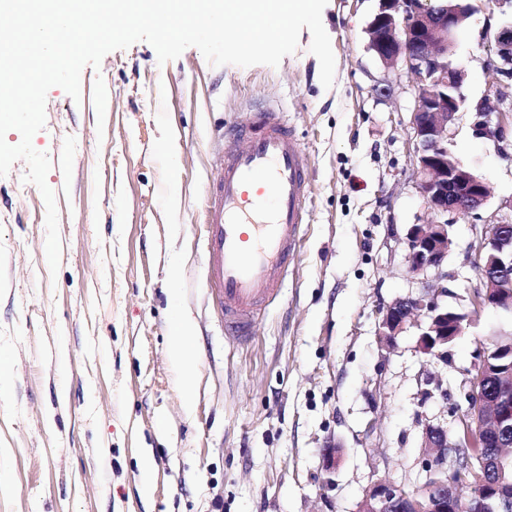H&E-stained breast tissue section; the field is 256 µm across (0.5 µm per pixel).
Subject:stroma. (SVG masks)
<instances>
[{
    "label": "stroma",
    "instance_id": "35a3bbf8",
    "mask_svg": "<svg viewBox=\"0 0 512 512\" xmlns=\"http://www.w3.org/2000/svg\"><path fill=\"white\" fill-rule=\"evenodd\" d=\"M473 5L455 39L462 91L473 105L493 85L511 101L512 77L489 50L505 17L494 0ZM377 7L328 0V89L305 29L275 67L214 66L194 47L162 64L139 41L106 54V69L85 66L79 98L49 90L33 145L52 163L57 272L26 163L0 177V348L12 359L0 512H355L376 480L425 481L423 422L454 424L479 352L512 336V312L470 302L472 246L512 211V131L498 142L475 134L472 112L456 121L451 149L490 196L479 217H453L441 268L412 273L407 234L429 218L410 144L414 88L367 49ZM262 105L283 108L311 193L281 291L238 342L205 284L203 205L225 128ZM427 285L472 316L444 361L419 352L417 328L391 348L378 336V308ZM175 304L198 356L188 401L167 354ZM329 443L342 450L330 474Z\"/></svg>",
    "mask_w": 512,
    "mask_h": 512
}]
</instances>
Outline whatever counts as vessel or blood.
<instances>
[{
    "instance_id": "b4317fda",
    "label": "vessel or blood",
    "mask_w": 512,
    "mask_h": 512,
    "mask_svg": "<svg viewBox=\"0 0 512 512\" xmlns=\"http://www.w3.org/2000/svg\"><path fill=\"white\" fill-rule=\"evenodd\" d=\"M308 159L279 110L224 140L206 211V285L233 339L280 293L305 222Z\"/></svg>"
}]
</instances>
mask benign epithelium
<instances>
[{
    "instance_id": "1",
    "label": "benign epithelium",
    "mask_w": 512,
    "mask_h": 512,
    "mask_svg": "<svg viewBox=\"0 0 512 512\" xmlns=\"http://www.w3.org/2000/svg\"><path fill=\"white\" fill-rule=\"evenodd\" d=\"M474 11L472 0H442L437 9L421 0H378L367 27V48L382 63L402 66L414 81L411 129L417 159L418 190L431 219L412 226L407 261L414 273L440 268L448 256L447 214L480 210L489 187L449 149L451 130L466 106L465 72L452 61L457 31ZM499 71L512 75V20L499 29L493 47ZM476 134L499 139L512 127V106L502 107L488 90L475 107ZM474 266L483 287L471 305L501 308L512 302V221L489 225V233L473 246ZM441 288L398 298L378 310V336L394 346L408 326L419 329V351L437 360L462 335L469 315L441 306ZM468 408L453 430L429 421L423 425L428 453L422 468L426 480L416 494L378 479L364 491L356 512H512V469L496 449L512 447V343L484 351L474 365L467 393ZM479 462L474 471L470 458Z\"/></svg>"
}]
</instances>
